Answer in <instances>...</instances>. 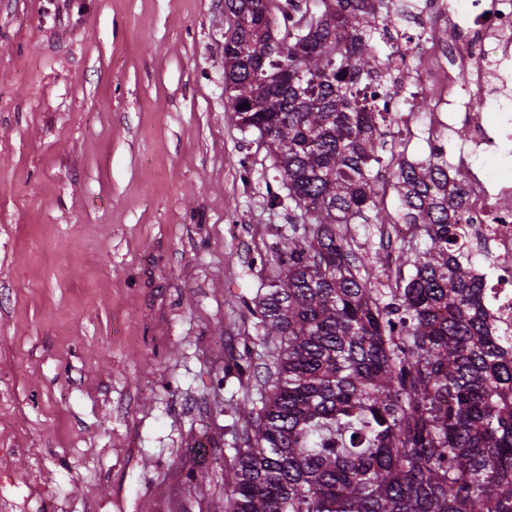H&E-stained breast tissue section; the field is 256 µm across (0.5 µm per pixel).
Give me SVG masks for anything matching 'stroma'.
Instances as JSON below:
<instances>
[{"label":"stroma","instance_id":"stroma-1","mask_svg":"<svg viewBox=\"0 0 512 512\" xmlns=\"http://www.w3.org/2000/svg\"><path fill=\"white\" fill-rule=\"evenodd\" d=\"M232 23L224 0H0V512L224 508L288 226L227 106Z\"/></svg>","mask_w":512,"mask_h":512}]
</instances>
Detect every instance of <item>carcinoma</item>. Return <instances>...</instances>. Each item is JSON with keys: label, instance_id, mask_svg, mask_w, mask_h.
Masks as SVG:
<instances>
[{"label": "carcinoma", "instance_id": "carcinoma-1", "mask_svg": "<svg viewBox=\"0 0 512 512\" xmlns=\"http://www.w3.org/2000/svg\"><path fill=\"white\" fill-rule=\"evenodd\" d=\"M225 5L228 104L273 157L269 205L293 218L250 308L272 369L242 413L224 512H512V326L474 272L467 172L437 151L408 163L390 139L404 5ZM375 165L392 168L394 212ZM357 222L410 224L430 245L385 292L392 271L341 233Z\"/></svg>", "mask_w": 512, "mask_h": 512}]
</instances>
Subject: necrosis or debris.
<instances>
[{
    "label": "necrosis or debris",
    "instance_id": "1",
    "mask_svg": "<svg viewBox=\"0 0 512 512\" xmlns=\"http://www.w3.org/2000/svg\"><path fill=\"white\" fill-rule=\"evenodd\" d=\"M422 11L428 25L410 79L416 89H432L433 104L429 112L408 113L398 138L421 135L438 147L444 130L466 125L470 135L455 156L477 165L512 141V125L486 111L506 86L501 67L512 56V0H425ZM463 196L478 245L495 259L496 273L483 286L500 320L512 323V183L484 171L464 185Z\"/></svg>",
    "mask_w": 512,
    "mask_h": 512
}]
</instances>
